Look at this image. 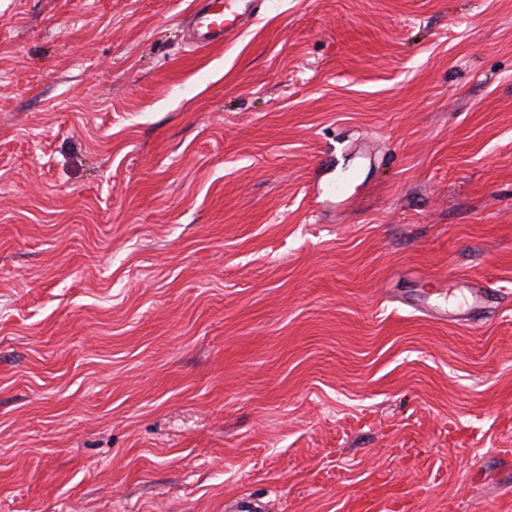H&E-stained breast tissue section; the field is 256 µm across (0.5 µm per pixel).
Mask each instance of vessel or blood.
Listing matches in <instances>:
<instances>
[{
  "label": "vessel or blood",
  "mask_w": 512,
  "mask_h": 512,
  "mask_svg": "<svg viewBox=\"0 0 512 512\" xmlns=\"http://www.w3.org/2000/svg\"><path fill=\"white\" fill-rule=\"evenodd\" d=\"M264 0H199L192 15L195 46L237 39L260 12Z\"/></svg>",
  "instance_id": "b4317fda"
}]
</instances>
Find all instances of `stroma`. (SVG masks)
Listing matches in <instances>:
<instances>
[{"mask_svg":"<svg viewBox=\"0 0 512 512\" xmlns=\"http://www.w3.org/2000/svg\"><path fill=\"white\" fill-rule=\"evenodd\" d=\"M193 2L0 0V512H512V0ZM265 0H200L192 15L191 39L196 47L230 43L260 12Z\"/></svg>","mask_w":512,"mask_h":512,"instance_id":"stroma-1","label":"stroma"}]
</instances>
